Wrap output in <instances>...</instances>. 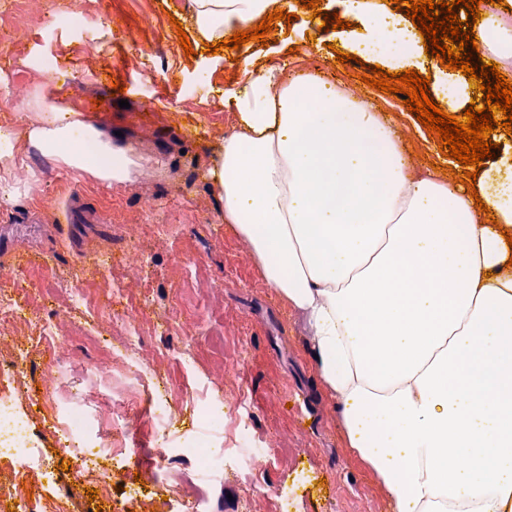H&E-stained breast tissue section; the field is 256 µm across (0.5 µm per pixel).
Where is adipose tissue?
Masks as SVG:
<instances>
[{"label": "adipose tissue", "mask_w": 512, "mask_h": 512, "mask_svg": "<svg viewBox=\"0 0 512 512\" xmlns=\"http://www.w3.org/2000/svg\"><path fill=\"white\" fill-rule=\"evenodd\" d=\"M474 27L480 54L512 71V0ZM350 52L431 73L462 112L474 83L425 57L380 0H346ZM272 0H191L211 42L267 14ZM236 131L209 175L224 221L273 292L303 313L320 381L347 444L393 512H512V156L485 168L477 197L421 167L378 101L317 71L267 68L231 93ZM72 121L43 113L26 146L103 182L138 160L88 167ZM483 200L487 212L476 208Z\"/></svg>", "instance_id": "1"}]
</instances>
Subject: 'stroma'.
Here are the masks:
<instances>
[{"label":"stroma","mask_w":512,"mask_h":512,"mask_svg":"<svg viewBox=\"0 0 512 512\" xmlns=\"http://www.w3.org/2000/svg\"><path fill=\"white\" fill-rule=\"evenodd\" d=\"M53 0H36L12 46L0 53V138L14 139L34 113L32 102H45L39 77L16 71L25 60L52 55L59 61L58 84L73 78L83 81L79 102L64 101L60 108L77 113L93 124L102 137L128 150L147 138L145 156L155 170L147 189L138 181L105 184L86 172L54 163L46 168L28 166L30 150L18 146V164L9 190L0 189V266H27L26 277L0 279V289L13 292L46 289L35 300L30 317L49 319L70 344L74 363L100 361L107 344L99 334L96 310L82 315L76 328L65 293L56 291L55 274L75 269L93 251L108 253L112 274L121 279L132 305L145 295L177 294L185 303L205 296V318L213 333L186 344L177 331L158 333L146 327L142 348L148 360L173 383L172 407L176 422L172 436L188 441L206 436L209 450L225 465L209 480H201L192 452L172 449L169 468L153 466L162 440L149 424H142L128 439L137 448L135 464L127 475L116 477L115 491L101 512H151L144 498L157 483L183 487L192 494L210 485L209 512H392L375 476L349 449L333 401L322 388L310 354L311 334L303 318L266 285L246 243L225 224L222 204L208 171L225 136L236 129L235 114L224 95L257 68L277 67L285 74L317 68L346 87L365 90L357 74L372 65L369 54L340 65L331 46L340 31H321L322 15L344 13L342 0H322L320 17L293 0L297 19L275 22L268 45L251 41L223 54H206L193 43L185 55L178 41L175 20H186L187 0H77L86 13L84 27L49 25L43 13ZM153 28L144 37L155 42L151 52L135 49L120 38L117 28L133 29L142 17ZM140 81L144 95H133L128 107L112 94L114 81ZM377 100L403 131L407 148L421 166L437 163L456 170V160L438 150L437 140L409 113L401 95L377 93ZM155 201L165 208L167 221L182 225L183 236L170 243L147 227L144 207ZM72 204L78 222L58 220L61 205ZM140 227L141 245L148 257L143 273L130 271L124 260L125 227ZM197 267L196 277L182 283L170 269L177 256ZM194 353L192 369H185L181 354ZM228 372L231 381L247 387L248 427L271 441L267 467L251 470L247 459L233 453L234 434L208 435L202 424L204 403L193 402V378H214ZM99 382L74 387L63 379L41 393V408L18 404L27 412L28 433L42 448L51 481L25 486V493L66 504L69 512H90L88 484L76 469H61L57 451L56 416L76 405H91Z\"/></svg>","instance_id":"35a3bbf8"}]
</instances>
